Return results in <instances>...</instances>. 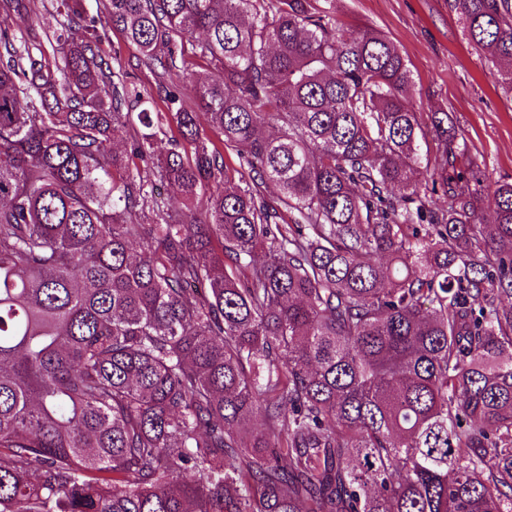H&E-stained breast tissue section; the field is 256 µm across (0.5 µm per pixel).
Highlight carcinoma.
I'll list each match as a JSON object with an SVG mask.
<instances>
[{"label": "carcinoma", "instance_id": "cac0c4a2", "mask_svg": "<svg viewBox=\"0 0 512 512\" xmlns=\"http://www.w3.org/2000/svg\"><path fill=\"white\" fill-rule=\"evenodd\" d=\"M453 2L511 90L512 0ZM61 6L31 47L0 0V512H512V183L396 46L336 0H108L221 72L145 100Z\"/></svg>", "mask_w": 512, "mask_h": 512}]
</instances>
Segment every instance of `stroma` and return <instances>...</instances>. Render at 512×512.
<instances>
[{
    "label": "stroma",
    "mask_w": 512,
    "mask_h": 512,
    "mask_svg": "<svg viewBox=\"0 0 512 512\" xmlns=\"http://www.w3.org/2000/svg\"><path fill=\"white\" fill-rule=\"evenodd\" d=\"M336 10L350 28L383 32L408 62L417 111L448 113L491 180L512 182V91L501 89L496 67L469 42L453 0H336ZM100 51L121 59L144 97L156 96L154 73L112 27L102 30Z\"/></svg>",
    "instance_id": "stroma-1"
}]
</instances>
